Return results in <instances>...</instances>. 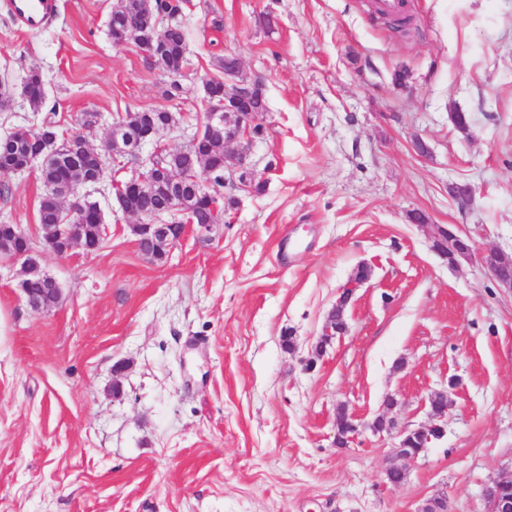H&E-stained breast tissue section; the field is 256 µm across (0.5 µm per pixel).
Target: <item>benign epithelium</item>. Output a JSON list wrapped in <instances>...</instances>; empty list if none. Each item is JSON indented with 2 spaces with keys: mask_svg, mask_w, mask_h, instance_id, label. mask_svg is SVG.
Instances as JSON below:
<instances>
[{
  "mask_svg": "<svg viewBox=\"0 0 512 512\" xmlns=\"http://www.w3.org/2000/svg\"><path fill=\"white\" fill-rule=\"evenodd\" d=\"M141 24L136 18H129L126 21L125 31L127 38L118 43L122 47L129 43H135L147 54V57L154 63L161 62L162 50L160 41L154 38L144 39L140 32ZM261 87V82L255 80L251 83L238 82L232 92L224 94L220 98H211L214 102V111L208 113L207 122L204 127L194 133L190 142H198L206 131H224L225 120L232 117L236 124L232 126L231 136L224 139V143L232 144L247 138L253 127L257 125L259 113L246 108V104L252 97L255 89ZM145 117L141 124L140 131L133 137L127 139V145L123 148L122 156L131 162L143 167V171L137 176L125 181L112 183L116 201L119 206H124L126 198L134 191L144 187L154 190H161L166 195V204L159 210L140 213L138 211H127V214L135 216L143 215L149 218L147 222L130 225L132 233L136 236L137 243L143 244L140 252L151 260L165 258L180 241L184 238L187 230L196 226L202 234L213 229L211 224L195 225L193 209L188 207L185 192L193 196H203L210 203L213 212L221 211V202L224 201V194L218 191H211L210 185L205 184L199 177L198 170L175 167L170 163L162 164L159 159L163 156L174 157L178 149L169 147L158 142L157 136L163 128L156 125L151 113L143 112ZM127 126L115 119L112 122V139L105 140L104 149L98 151L101 160H106L110 155H115L111 147V141L122 140V134ZM40 138L58 143L66 148L62 157L66 160L78 154L84 143L79 134L75 133L68 138L58 140L57 136L44 131V127L37 128ZM155 143V148L148 157L143 160L144 147L149 143ZM229 170L239 173L238 181L241 187L249 186V179L256 177L252 164L249 162V154L238 152L231 158ZM449 194L454 200L466 207L470 205L475 197V187L467 182H455L448 186ZM61 198L69 203L65 210L67 224H41L39 225V242L33 239L18 224H4L0 226V258L6 257L13 264L20 266L19 274L21 280H26L31 275L43 272L40 264L41 251H49L58 256H66L76 246H81L87 251H94L99 248L100 240L90 241L85 235L84 227L76 223L80 211L85 207L84 199L80 198L77 190L69 183L61 187ZM448 229L442 227L438 235L434 237L437 244L435 250L443 257L448 258V263L454 265L458 259L472 258L474 247H469L463 253L448 255L446 248L452 247L453 237H448L446 248L438 247L443 241V235ZM481 266L486 269L497 282L499 287L512 292V275L504 273V270L512 267V252L500 248H488L479 252ZM361 285V282L351 280L344 286L343 292L336 301L325 320L322 338L330 339L346 330L345 308L352 294V289ZM62 294L58 282L49 279V287L43 289L40 295H27V300L32 309L36 311L49 307L51 300ZM430 424L421 425L414 429L401 430L397 434V441L393 442L390 448V455L394 462L390 463L388 469L397 470L408 474L407 464L417 460L425 453L429 446L441 439L445 433L444 423L447 420L448 409L452 402L448 395V388L432 393L429 398ZM395 427L393 420L385 415H378L370 424L363 425L357 421L348 408L342 406L336 413V446L345 447L348 442L355 439L360 432L367 428L373 434L384 437L391 435ZM483 498L486 501L488 512H512V476L502 478L487 484L483 489Z\"/></svg>",
  "mask_w": 512,
  "mask_h": 512,
  "instance_id": "7a95c632",
  "label": "benign epithelium"
}]
</instances>
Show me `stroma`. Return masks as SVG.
I'll list each match as a JSON object with an SVG mask.
<instances>
[{
	"label": "stroma",
	"mask_w": 512,
	"mask_h": 512,
	"mask_svg": "<svg viewBox=\"0 0 512 512\" xmlns=\"http://www.w3.org/2000/svg\"><path fill=\"white\" fill-rule=\"evenodd\" d=\"M113 2L57 0L27 34L0 0V139L50 121L98 147L113 119L157 108L178 118L161 140L184 146L232 53L263 83L249 155L265 189L228 182L223 224L153 261L112 197L133 170L110 162L90 190L100 249L40 257L58 304L34 311L0 266V512H417L443 492L484 512L483 486L512 475V292L478 260L449 265L432 228L512 249V0H409L410 38L370 0H185L176 79L113 44ZM34 71L36 111L20 94ZM460 181L477 189L464 208L448 194ZM1 184L0 224L38 237V171ZM362 263L348 332L319 346ZM452 379L445 435L402 486L386 483L389 441L337 447L339 406L413 429Z\"/></svg>",
	"instance_id": "obj_1"
}]
</instances>
